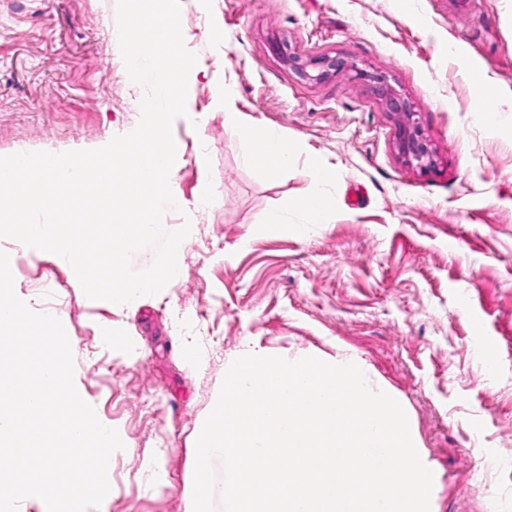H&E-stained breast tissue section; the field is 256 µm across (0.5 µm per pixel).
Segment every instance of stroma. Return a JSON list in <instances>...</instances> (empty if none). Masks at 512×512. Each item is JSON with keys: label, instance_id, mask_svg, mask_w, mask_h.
I'll list each match as a JSON object with an SVG mask.
<instances>
[{"label": "stroma", "instance_id": "1", "mask_svg": "<svg viewBox=\"0 0 512 512\" xmlns=\"http://www.w3.org/2000/svg\"><path fill=\"white\" fill-rule=\"evenodd\" d=\"M199 73L172 126L169 178L190 223L183 271L159 294L89 299L68 262L15 240L16 295L56 311L74 383L124 447L97 512H192L196 439L225 369L246 346L286 359L354 358L404 407L433 473L430 512H512V126L485 124L468 64L512 95V0H180ZM116 0H0V156L96 149L141 117L113 43ZM459 44L465 60L449 57ZM352 60L400 91L434 151L424 172L395 146L372 83L319 81L277 47ZM231 84L248 121L299 148L271 176L243 165L216 97ZM336 173L328 223H270ZM214 204L197 209L202 184ZM199 359L189 363L187 343Z\"/></svg>", "mask_w": 512, "mask_h": 512}]
</instances>
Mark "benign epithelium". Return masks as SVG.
<instances>
[{"label":"benign epithelium","instance_id":"1","mask_svg":"<svg viewBox=\"0 0 512 512\" xmlns=\"http://www.w3.org/2000/svg\"><path fill=\"white\" fill-rule=\"evenodd\" d=\"M282 61L299 75L311 80H321L330 74L359 72L356 64L344 57L322 55L303 58L290 51L288 45L278 47ZM317 74L311 75L309 71ZM377 95L385 102L396 124V147L405 160L422 171L434 166L431 145L416 119V112L405 98L382 77L374 78Z\"/></svg>","mask_w":512,"mask_h":512}]
</instances>
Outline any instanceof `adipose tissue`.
<instances>
[{"label":"adipose tissue","instance_id":"1","mask_svg":"<svg viewBox=\"0 0 512 512\" xmlns=\"http://www.w3.org/2000/svg\"><path fill=\"white\" fill-rule=\"evenodd\" d=\"M224 134L238 143L244 165L256 166L275 175L295 163L296 148L288 138L255 127L241 113L229 107L224 110ZM310 175L313 191L292 200L290 206L303 215L305 223L324 224L331 217L335 205L331 187L336 175L334 170L315 158L310 161Z\"/></svg>","mask_w":512,"mask_h":512}]
</instances>
